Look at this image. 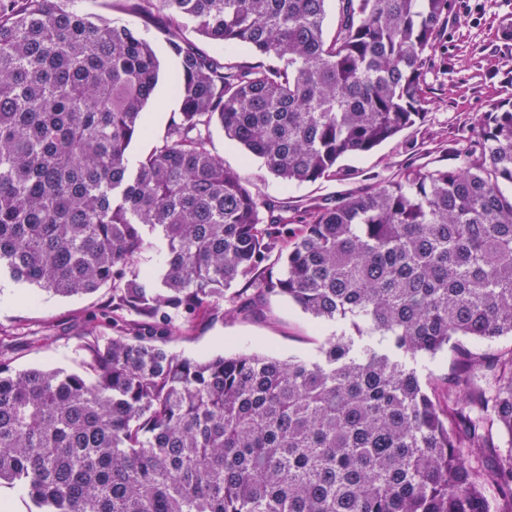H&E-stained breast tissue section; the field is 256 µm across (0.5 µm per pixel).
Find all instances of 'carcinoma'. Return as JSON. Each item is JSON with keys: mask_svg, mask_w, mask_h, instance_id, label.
Wrapping results in <instances>:
<instances>
[{"mask_svg": "<svg viewBox=\"0 0 512 512\" xmlns=\"http://www.w3.org/2000/svg\"><path fill=\"white\" fill-rule=\"evenodd\" d=\"M179 62L157 145L160 63L139 29L73 0H0V272L68 297L112 285L83 371L0 352V488L28 512H512V104L458 168L407 167L297 229L209 148L211 126L285 184L336 176L424 121L448 0H125ZM244 45L254 63L200 49ZM166 251L159 274L139 264ZM258 287L350 321L321 358L168 349L270 257ZM424 382L400 358L447 347ZM507 438L508 449L499 441ZM78 9L93 13L98 17L112 20L114 22L126 23L137 26L143 35L152 42L153 47L160 60V77L154 95L144 110L143 122L148 127L149 133L146 136L134 140L129 147L128 157L135 162L147 155L158 143L167 130L171 117L177 112L179 99L172 92L170 80L177 71V63L172 59L166 50L156 24L152 23L147 27L135 14L111 7L113 0H76ZM455 362V352L452 348L444 350L437 354L435 357H427L423 359L420 364L423 366L422 375L423 380L429 375L434 379L443 378L452 369Z\"/></svg>", "mask_w": 512, "mask_h": 512, "instance_id": "obj_1", "label": "carcinoma"}]
</instances>
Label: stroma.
Masks as SVG:
<instances>
[{"instance_id":"1","label":"stroma","mask_w":512,"mask_h":512,"mask_svg":"<svg viewBox=\"0 0 512 512\" xmlns=\"http://www.w3.org/2000/svg\"><path fill=\"white\" fill-rule=\"evenodd\" d=\"M448 2L443 46L424 73L429 99L424 121L369 152L342 158L336 177L284 184L261 159L246 156L217 126L211 129L212 151L223 157L226 167L240 173L254 194L286 203L289 217L297 221L314 204L367 192L396 179L406 167L461 165L476 116L491 111L498 102H512V0ZM76 6L140 27L159 57V82L143 115L149 133L134 140L128 150L130 161H137L157 145L178 110L179 100L170 86L177 63L168 55L156 25H143L135 14L114 8L112 0H77ZM232 292L238 297L233 314L198 321L171 342V349L203 360L224 353V343L230 340L237 353L315 359L329 336L348 328L344 322L316 325L287 298L244 280ZM111 296L108 286L73 297L39 293L0 275V334L18 328L24 332L7 350L12 367L79 371L80 336L85 326L103 324L102 309Z\"/></svg>"}]
</instances>
